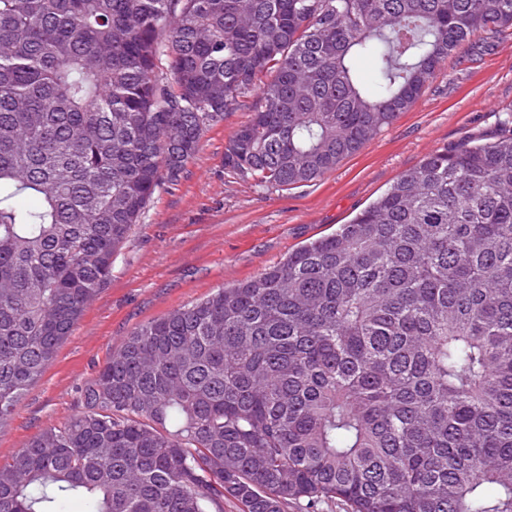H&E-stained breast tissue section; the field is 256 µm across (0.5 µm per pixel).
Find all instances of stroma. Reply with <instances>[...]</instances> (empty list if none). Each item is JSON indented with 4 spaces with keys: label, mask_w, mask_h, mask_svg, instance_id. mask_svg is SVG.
<instances>
[{
    "label": "stroma",
    "mask_w": 512,
    "mask_h": 512,
    "mask_svg": "<svg viewBox=\"0 0 512 512\" xmlns=\"http://www.w3.org/2000/svg\"><path fill=\"white\" fill-rule=\"evenodd\" d=\"M511 115L512 35L477 38L450 55L408 112L306 186L267 188L225 166L231 136L252 117L244 108L225 113L179 176L164 181L115 256L111 278L0 425V462L78 413L84 386L135 328L335 233L424 157L493 141Z\"/></svg>",
    "instance_id": "35a3bbf8"
}]
</instances>
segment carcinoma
I'll use <instances>...</instances> for the list:
<instances>
[{"instance_id":"1","label":"carcinoma","mask_w":512,"mask_h":512,"mask_svg":"<svg viewBox=\"0 0 512 512\" xmlns=\"http://www.w3.org/2000/svg\"><path fill=\"white\" fill-rule=\"evenodd\" d=\"M508 30L512 0H0V425L211 122L258 92L224 163L306 185ZM82 395L0 512H512V129L137 327Z\"/></svg>"}]
</instances>
